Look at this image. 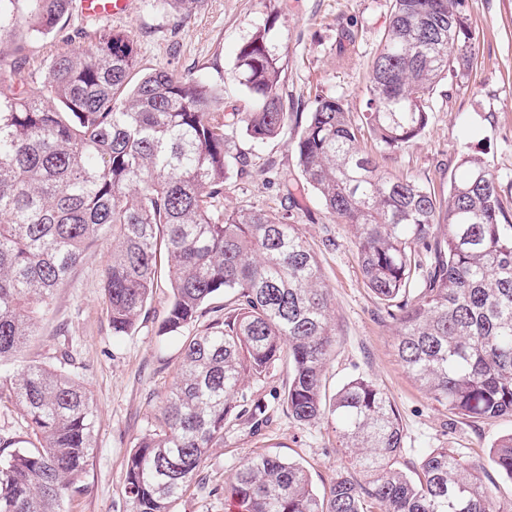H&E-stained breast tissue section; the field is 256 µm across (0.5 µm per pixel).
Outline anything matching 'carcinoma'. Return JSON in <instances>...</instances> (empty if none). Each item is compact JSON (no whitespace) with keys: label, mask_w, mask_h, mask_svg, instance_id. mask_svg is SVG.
Returning a JSON list of instances; mask_svg holds the SVG:
<instances>
[{"label":"carcinoma","mask_w":512,"mask_h":512,"mask_svg":"<svg viewBox=\"0 0 512 512\" xmlns=\"http://www.w3.org/2000/svg\"><path fill=\"white\" fill-rule=\"evenodd\" d=\"M203 2L153 0L177 23ZM73 10L74 0H0V47L17 54L0 74V361L22 351L55 288L103 235L112 236L104 288L114 336L136 328L163 274L172 297L162 335L230 296L222 319L187 337L159 427L129 454V512H171L229 424L259 432L268 405L250 384L280 363L289 414L331 417L362 479L340 475L318 494L301 464L249 457L224 486L240 512H512L452 448L404 472L398 411L373 381L352 378L326 397L336 339L316 254L279 212L224 208L229 169L246 166L231 151L234 126L262 142L293 123L300 187L351 227L364 283L398 325L404 371L451 414L512 417V207L497 177L464 153L442 197L381 170L362 146L396 152L418 139L438 84L472 68L478 46L464 0H393L359 125L336 97L284 111L274 17L238 50L234 79L248 107L228 115L222 84L143 67L123 30L101 29L80 53L31 63L28 40L65 32ZM6 391L36 444L0 460V512H63L93 450L91 397L40 365L0 373ZM489 457L512 481V432Z\"/></svg>","instance_id":"cac0c4a2"}]
</instances>
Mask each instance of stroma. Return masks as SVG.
Returning a JSON list of instances; mask_svg holds the SVG:
<instances>
[{
    "label": "stroma",
    "instance_id": "obj_1",
    "mask_svg": "<svg viewBox=\"0 0 512 512\" xmlns=\"http://www.w3.org/2000/svg\"><path fill=\"white\" fill-rule=\"evenodd\" d=\"M392 0H205L182 26L136 0L127 15L108 20L137 40L145 66L193 73L224 85V109L244 111L247 94L232 77L240 45L267 20H275L274 43L285 68L287 111H308L315 95L343 99L352 121L366 109L369 62L391 19ZM465 13L479 37L473 68L459 86L437 87L422 136L393 153H376L381 167L443 194L463 153L485 158L500 193L512 203V0H465ZM292 130L264 144L237 132L233 151L246 154L245 171L230 169L224 205L274 209L297 225L320 262L332 299L336 352L326 370V392L346 381L372 380L393 399L404 427L402 468L416 470L433 448H454L475 462L483 482L500 500L512 499V481L489 460V447L512 432V417L473 422L449 414L404 372L396 353L397 324L366 287L348 225L326 213L313 193L288 200L302 180L291 149ZM112 259V239L85 251L40 316L36 336L6 364L9 372L42 364L66 372L89 391L96 411L94 449L66 502V512H127L126 462L137 440L157 422L164 397L182 361L180 335H160L171 296L161 280L135 330L112 333L103 274ZM287 366H277L252 385L264 399L269 420L261 432L234 425L211 449L199 475L171 512H233L224 481L257 453L302 462L316 491H323L349 465L327 420H293L281 399Z\"/></svg>",
    "mask_w": 512,
    "mask_h": 512
}]
</instances>
